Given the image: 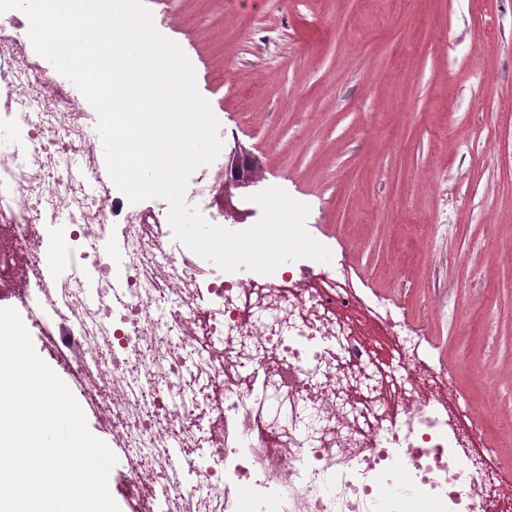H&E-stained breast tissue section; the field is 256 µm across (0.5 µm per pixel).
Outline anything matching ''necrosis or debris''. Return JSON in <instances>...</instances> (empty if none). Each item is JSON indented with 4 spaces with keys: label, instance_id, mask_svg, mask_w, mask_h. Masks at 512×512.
<instances>
[{
    "label": "necrosis or debris",
    "instance_id": "necrosis-or-debris-1",
    "mask_svg": "<svg viewBox=\"0 0 512 512\" xmlns=\"http://www.w3.org/2000/svg\"><path fill=\"white\" fill-rule=\"evenodd\" d=\"M16 17L0 15V232L34 281L22 321L40 336L53 311L76 338L82 391L153 512H512V473L474 450L486 415L450 402L455 374L421 359L422 324L386 321L400 369L386 376L344 265L226 272L184 255L169 223L137 205L118 212L95 188L101 162L81 104L30 62ZM223 169L200 166L185 192L218 226L208 199ZM61 211L57 241L92 285L90 305L69 276L40 278L37 227ZM87 240L98 249L82 251ZM260 390L274 396L261 421Z\"/></svg>",
    "mask_w": 512,
    "mask_h": 512
}]
</instances>
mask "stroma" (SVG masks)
Instances as JSON below:
<instances>
[{"label":"stroma","instance_id":"1","mask_svg":"<svg viewBox=\"0 0 512 512\" xmlns=\"http://www.w3.org/2000/svg\"><path fill=\"white\" fill-rule=\"evenodd\" d=\"M358 297L424 315L512 471V0H144ZM223 70V82L212 73ZM411 271L409 287L389 267Z\"/></svg>","mask_w":512,"mask_h":512}]
</instances>
